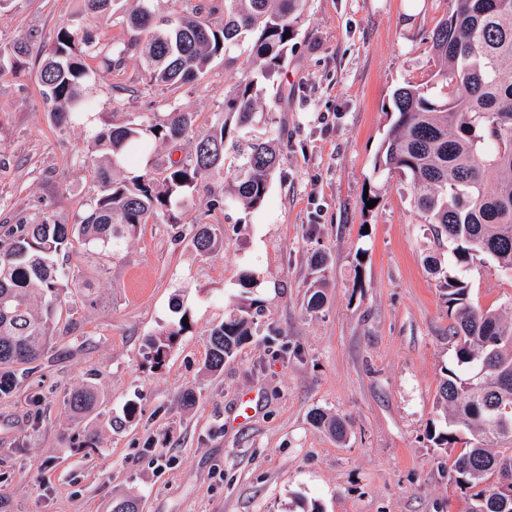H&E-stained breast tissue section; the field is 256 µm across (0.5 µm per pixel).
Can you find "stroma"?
Here are the masks:
<instances>
[{"mask_svg": "<svg viewBox=\"0 0 512 512\" xmlns=\"http://www.w3.org/2000/svg\"><path fill=\"white\" fill-rule=\"evenodd\" d=\"M450 0H304L283 68L264 80L259 132L277 136L280 163L265 205L207 210L182 223L138 227L118 255L76 246L60 257L83 286L62 296L68 314L40 369L0 397V512H462L448 454L428 434L445 368L455 364L452 319L426 259L447 261L414 209L412 185L374 173L394 91L432 90L429 37ZM115 45L129 28L98 24L85 0H9L0 43L49 41L62 25ZM200 80L144 84L136 58L92 85L96 123L109 128L168 100L207 130L224 95L256 74L250 44ZM38 55L21 77L0 78V225L39 214L78 221L93 193L79 128H60L43 101ZM374 207H367V200ZM216 224L223 246L197 256L192 224ZM327 269L317 275L315 254ZM253 274L256 333L222 370L206 367L209 332ZM474 303L512 315V272L485 261L467 273ZM325 302L307 306L310 288ZM187 315L163 365L148 336ZM93 385L94 411L74 417L71 392ZM192 390L194 406L178 396ZM253 399L246 423L242 397ZM135 418H127L128 404ZM348 419L339 441L309 421L313 409Z\"/></svg>", "mask_w": 512, "mask_h": 512, "instance_id": "35a3bbf8", "label": "stroma"}]
</instances>
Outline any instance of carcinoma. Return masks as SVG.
<instances>
[{"mask_svg":"<svg viewBox=\"0 0 512 512\" xmlns=\"http://www.w3.org/2000/svg\"><path fill=\"white\" fill-rule=\"evenodd\" d=\"M153 0H136L121 18L133 31L115 46L60 27L45 51L38 74L44 98L57 106L59 126L79 125L88 139L94 193L75 224L48 216L10 225L0 242V394L12 393L38 368L54 341L62 294L76 285L77 274L63 272L56 257L74 240L112 254L120 253L141 224L162 218L170 224L196 205L207 176L235 161L234 176L223 196H211L210 209L232 201L246 210L261 208L278 165V140L268 136L229 137L252 124L263 88L255 78L240 80L224 96V117L204 133L195 116L177 105L165 112L140 113L99 131L92 114L96 101L89 87L95 72L85 58H98L118 70L136 56L145 84L174 86L203 77L213 60L248 40L260 60L262 77L279 71L295 35L300 0H224V21L215 23L198 6L153 24ZM88 9L111 21L112 0H88ZM70 43H65V40ZM31 46L0 45V77L20 75ZM432 72L439 95L409 84L393 95L395 118L374 163L375 172L398 171L410 179L413 205L436 237L446 238L453 267L442 268L440 287L454 319L456 368L446 369L439 388L444 425L429 438L452 453L448 475L464 493V512H512V318L483 309L470 298L466 272L476 262L494 260L512 271V4L500 0H452L450 14L431 35ZM155 143L186 145L185 155L156 169L134 168L137 156ZM190 237L201 257L223 244L214 224H194ZM183 323L147 339L149 353L161 362ZM250 307L229 310L209 333L208 366L224 361L249 343ZM96 389L87 385L70 394L76 415L92 410ZM317 428L346 436L347 422L314 411Z\"/></svg>","mask_w":512,"mask_h":512,"instance_id":"1","label":"carcinoma"}]
</instances>
